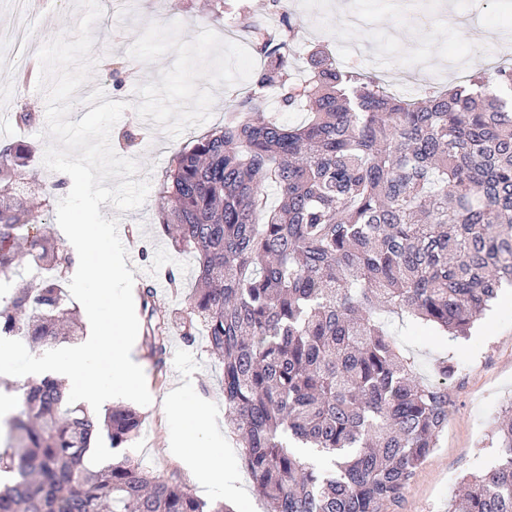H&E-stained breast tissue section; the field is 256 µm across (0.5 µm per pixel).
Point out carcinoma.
<instances>
[{
	"label": "carcinoma",
	"mask_w": 512,
	"mask_h": 512,
	"mask_svg": "<svg viewBox=\"0 0 512 512\" xmlns=\"http://www.w3.org/2000/svg\"><path fill=\"white\" fill-rule=\"evenodd\" d=\"M211 9L235 10L262 65L163 183L161 227L197 262L183 339L205 336L222 364L224 424L267 512H386L447 427L451 395L417 378L381 314L457 338L512 285V67L408 99L322 48L297 76L286 0H269L274 33L245 4ZM287 111L309 119L288 126ZM31 158L22 144L0 148V282L25 262L42 272L0 304V335L36 350L82 324L63 287L73 253L32 202ZM150 317L161 365L168 316ZM141 426L131 407L100 417L51 377L27 382L0 448L13 478L0 512H230L126 453L89 466L101 435L124 448ZM493 437L498 463L464 479L448 512H512L511 411ZM303 447L329 466L302 461Z\"/></svg>",
	"instance_id": "cac0c4a2"
}]
</instances>
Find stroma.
<instances>
[{
	"mask_svg": "<svg viewBox=\"0 0 512 512\" xmlns=\"http://www.w3.org/2000/svg\"><path fill=\"white\" fill-rule=\"evenodd\" d=\"M104 10L93 27L92 54L96 59L126 54L145 27L153 22H182L183 38L191 40L202 29L223 33V22L214 20L207 0H125L120 24L112 22L113 0H100ZM289 11L299 28L291 45L296 67H303L310 49L324 46L341 66L386 79L391 91L418 97L426 91L424 77L409 74V57L427 60L439 85L455 82L452 64L462 54L480 56L486 45L499 35H512V0H483L472 8L471 0H289ZM80 18L75 9L57 10L51 4L37 9L34 28L23 47H8L0 56V144H24L33 150L31 171L39 183L51 186L59 180L57 172L43 164L46 142L41 134L46 127V99L35 84H20L17 73L23 61L35 56L39 46L53 36L74 28ZM176 58L168 53L158 61L135 67H119L106 74L95 67L90 80L75 93L78 101L89 97L127 101V109L115 125V132L139 129L141 136L133 146L115 144V152L136 159L139 178L148 180L150 189L139 208L117 212L111 203L100 206L101 214L118 221L119 229H134L133 237L123 238L128 257L126 266L134 273L135 286L152 285V303L167 312V353L163 365H156L148 353H141L143 371L150 382L154 407H140L142 426L126 451L148 469L162 476L178 475L183 482L191 477L182 462L192 446L184 437L183 416L163 410L167 393L181 389L184 407L208 409L216 421L224 419L221 388L222 367L206 350L204 336L186 343L179 328L178 315L195 282L193 256L178 252L159 225L158 202L165 171L174 154L191 145L207 129L223 125L235 92L241 84L216 88L212 116L205 124L187 129L172 138L154 122L143 120L134 109L140 103L137 85L156 82L162 70ZM29 111L36 120L21 124L18 112ZM174 269L181 278L173 289L164 280L165 269ZM389 332L396 345L414 363L421 381L439 380L440 362H447L446 378L452 404L448 427L436 448L426 457L405 488L401 499L387 512H448V504L464 476L490 469L498 451L491 430L512 400V288L501 291L499 303L475 324L469 336L448 339L443 336H417L397 317H390ZM224 464L245 495L230 501L232 512H266V505L253 490L251 479L235 436L223 433Z\"/></svg>",
	"mask_w": 512,
	"mask_h": 512,
	"instance_id": "1",
	"label": "stroma"
}]
</instances>
